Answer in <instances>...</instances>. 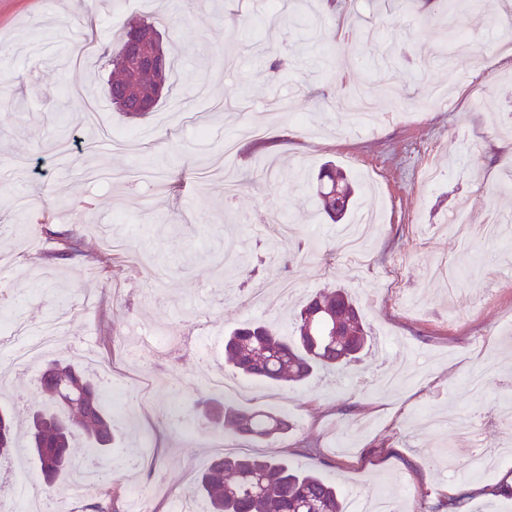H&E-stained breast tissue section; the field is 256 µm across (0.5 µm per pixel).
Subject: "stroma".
I'll return each mask as SVG.
<instances>
[{
	"label": "stroma",
	"mask_w": 512,
	"mask_h": 512,
	"mask_svg": "<svg viewBox=\"0 0 512 512\" xmlns=\"http://www.w3.org/2000/svg\"><path fill=\"white\" fill-rule=\"evenodd\" d=\"M157 0H0V332L25 338L63 315L68 326L50 358L82 362L122 392L153 384L154 407L110 409L128 438L148 432L153 452L126 472L122 444L92 461L97 489L65 499L87 512L99 489L118 491L119 512H171L196 476L221 455H274L317 465L345 503L390 490L407 512H448V490L469 484L467 512H512L498 488L512 452L488 474L466 469L470 443L448 427L422 429L423 414L453 411L482 421L496 448L511 431L495 411L512 401V236L488 243L486 224L512 225V29L504 4L467 5L424 20L417 0H344L328 14L309 0L300 27L254 31L288 16L295 0H168L159 31L175 55L169 92L154 111L129 118L107 95L110 60L129 21L156 15ZM473 45L459 54L443 31ZM350 30V47L327 54ZM389 74L395 93L374 99L382 121L351 130L345 92ZM442 82L445 101L424 99ZM102 112L73 124L75 149L52 148L63 110ZM334 161L361 187L354 205L380 194L379 221L359 262L337 249L340 224L318 217L316 177ZM161 168L167 187L140 175ZM465 208L463 250L448 218ZM297 229L299 254L284 264L270 228ZM57 232L76 252L53 256ZM123 240L116 262L110 239ZM246 260L224 269L225 252ZM295 290L282 295L281 281ZM347 288L370 331L367 355L307 384L239 381L238 402L284 414L290 429L267 445L213 431L197 414V379L224 370V338L261 319L292 331V309L331 286ZM37 362L0 347V406H39ZM320 449L312 459L309 449ZM139 483L146 504L130 499Z\"/></svg>",
	"instance_id": "obj_1"
}]
</instances>
